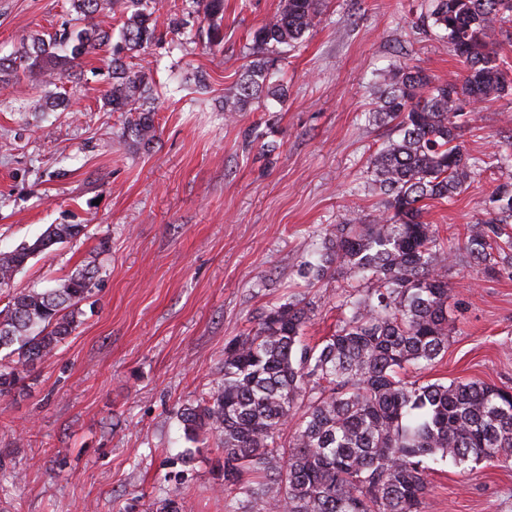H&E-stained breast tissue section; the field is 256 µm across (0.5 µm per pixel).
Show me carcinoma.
Segmentation results:
<instances>
[{"label":"carcinoma","mask_w":512,"mask_h":512,"mask_svg":"<svg viewBox=\"0 0 512 512\" xmlns=\"http://www.w3.org/2000/svg\"><path fill=\"white\" fill-rule=\"evenodd\" d=\"M157 0H69L52 29L31 33L0 56V88L34 74L42 83H72L32 100L35 112L72 111L76 96L95 95L102 107L127 113L122 137L156 138L152 73L134 59L164 42L153 18ZM117 15V31L98 18ZM205 25L189 28L188 17ZM321 21L319 0H283L251 32L247 63L224 111L245 112L264 95L282 96L278 46L296 47ZM447 41L463 74L435 83L416 66L383 73L377 106L367 119L391 133L370 156L380 214L359 213L327 229L323 245L302 266L311 284L336 275L367 285L340 304L344 317L318 343L305 338L314 316L296 296L266 306L257 326L224 347L217 387L177 412L187 439H214L222 487L243 498L247 512H420L428 493V463L449 460L465 470L512 459V392L480 380L420 383L401 371L436 362L448 348L453 318L448 267L460 255L487 272L512 277V181L499 183L486 217L467 225L463 243L448 244L425 221L429 201L461 193L482 164L507 170L512 151L484 161L469 153L463 129L477 113L461 103L486 101L512 87L491 48L496 29L512 23V0H432L419 18ZM172 31L185 42L224 48V0H183ZM102 55L108 87L96 92L83 64ZM82 224H51L31 241L0 251V396L22 392L38 364L81 323L98 269L89 264L45 288L17 290L16 275L52 246L79 238ZM159 501V512H184L182 472Z\"/></svg>","instance_id":"carcinoma-1"}]
</instances>
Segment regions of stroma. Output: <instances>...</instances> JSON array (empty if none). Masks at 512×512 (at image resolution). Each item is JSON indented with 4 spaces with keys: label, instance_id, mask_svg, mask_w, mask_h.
Instances as JSON below:
<instances>
[{
    "label": "stroma",
    "instance_id": "1",
    "mask_svg": "<svg viewBox=\"0 0 512 512\" xmlns=\"http://www.w3.org/2000/svg\"><path fill=\"white\" fill-rule=\"evenodd\" d=\"M280 0H224V50L161 44L139 58L162 93L157 136L122 138L125 115L93 98L73 113L34 112L0 92V249L51 224H81L75 241L32 258L15 286L43 288L94 263L98 292L80 325L37 366L26 390L0 398V512H152L168 489L167 462L189 445L177 410L224 373V346L253 328L260 308L298 296L314 306L307 339L342 318L346 280L308 284L300 264L352 212L373 219L371 154L387 136L366 116L395 61L438 80L461 66L424 31L427 0H326L322 21L289 49L287 97L226 119L224 97L251 30ZM66 0H0V55L51 28ZM202 70L210 89L166 93ZM464 131L473 156L512 144V91L477 105ZM507 171L484 169L425 219L442 235L483 218ZM455 318L448 350L408 380L479 379L512 390V279L461 261L448 269ZM213 447L196 451L182 486L185 512H236L218 491ZM421 512H512V461L473 470L435 466Z\"/></svg>",
    "mask_w": 512,
    "mask_h": 512
}]
</instances>
